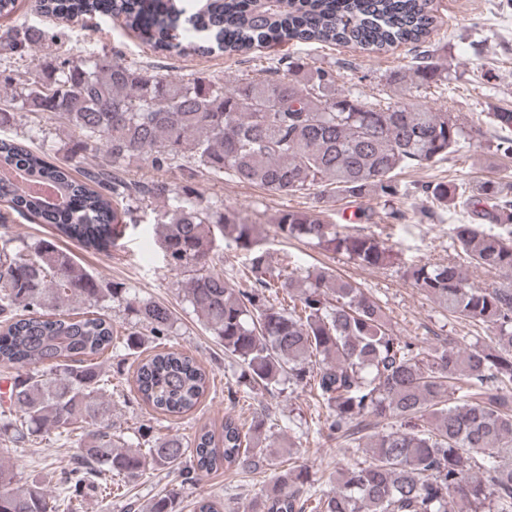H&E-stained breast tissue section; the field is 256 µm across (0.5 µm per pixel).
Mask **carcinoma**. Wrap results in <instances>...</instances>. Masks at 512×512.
I'll return each mask as SVG.
<instances>
[{
    "instance_id": "carcinoma-1",
    "label": "carcinoma",
    "mask_w": 512,
    "mask_h": 512,
    "mask_svg": "<svg viewBox=\"0 0 512 512\" xmlns=\"http://www.w3.org/2000/svg\"><path fill=\"white\" fill-rule=\"evenodd\" d=\"M38 9L63 21L108 12L142 43L183 56L289 43L382 53L435 31L429 0H205L183 20L144 0H39ZM16 12V0H0L9 20L0 55L21 60L57 33ZM412 70L422 86L450 80L423 50ZM0 92V129L42 112L70 133L56 161L33 137H0V172L24 179L21 187L0 176V366L13 371L0 411V512H59L89 491L108 507L126 481L180 466L186 481L220 469L269 473L246 512H512V175L418 188L437 208L462 214L451 227L457 259L401 265L403 275L450 316L493 334L489 344L448 336L428 347L397 335L363 284L327 266L273 265L249 218L193 187L201 176H228L282 196L313 190V209L270 217L279 235L387 269L400 265L393 247L373 231L337 230L326 212L339 200L398 195L401 173L448 158L471 137L466 116L401 93L344 91L332 72L298 59L226 87L92 51L78 63L51 56L32 77L4 75ZM488 118L495 152L512 156V111ZM88 150L99 162L76 170L73 159ZM141 166L180 177H126ZM146 202L166 266L184 273L183 299L242 369V397L256 384L307 392L319 409L317 434L367 455L336 467L333 490L317 489L297 463L298 436L274 440L263 408L247 425L229 414L219 432L202 426L191 444L178 433L157 436L150 424L130 440L115 426L111 383L96 359L142 354L145 335L174 333L173 312L120 284L106 287L53 241L19 244L5 229L18 217L41 219L86 251L108 252ZM225 240L245 252V288L213 265ZM468 266L502 282L478 286ZM107 300L125 305L133 325L117 329L98 309ZM208 382L199 362L173 349L140 359L135 371L139 400L166 419L190 413ZM51 432L74 448L55 495L48 481L24 480L4 460ZM176 497H154L147 512H178Z\"/></svg>"
}]
</instances>
